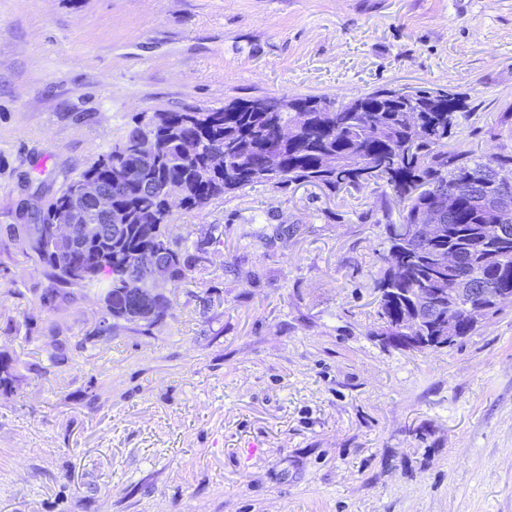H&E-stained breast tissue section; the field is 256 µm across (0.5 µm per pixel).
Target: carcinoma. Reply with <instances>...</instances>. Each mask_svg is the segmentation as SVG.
Instances as JSON below:
<instances>
[{"label": "carcinoma", "mask_w": 512, "mask_h": 512, "mask_svg": "<svg viewBox=\"0 0 512 512\" xmlns=\"http://www.w3.org/2000/svg\"><path fill=\"white\" fill-rule=\"evenodd\" d=\"M264 98L234 100L216 109H182L138 122L78 176L40 215L41 231L32 260L47 288H32L30 304L55 311L76 297L104 299L96 328L79 346L108 339L121 331L153 335L169 315L167 296L129 292L124 280L140 274L156 258L170 268L171 284L194 271L188 248L173 235L172 216L163 188L181 187V206L201 208L210 201L258 184L273 187L312 184L336 195L365 184H382L398 205L399 221L385 223L386 269L375 279L379 293L380 333L387 346L399 341L414 306L406 288H445L438 297L452 325L451 335L467 337L478 325L468 306L478 300L469 288H500L512 293V222L496 234L500 207L495 178L512 180V151L488 158L452 147L460 118L469 112L465 97L444 89L408 91L376 87L347 101L326 96H296L299 112H263ZM327 103L336 111L323 112ZM152 142L157 159L139 166L141 147ZM102 182L112 195V212L94 214L103 238L81 250H58L50 232L55 208L71 202L70 189L82 179ZM455 208L439 206L448 191ZM433 210L442 233L425 239L418 216ZM454 252L458 263L438 267L441 254ZM461 303L452 306L453 289ZM18 363L0 352V392H12Z\"/></svg>", "instance_id": "obj_1"}]
</instances>
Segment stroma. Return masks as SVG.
<instances>
[{
	"mask_svg": "<svg viewBox=\"0 0 512 512\" xmlns=\"http://www.w3.org/2000/svg\"><path fill=\"white\" fill-rule=\"evenodd\" d=\"M382 85L465 94L455 144L511 150L512 0H0V512H512V303L383 348L377 186L175 209L206 268L150 336L81 349L95 299H25L39 207L136 121ZM20 378L18 363L7 352H0V392L11 393L14 383Z\"/></svg>",
	"mask_w": 512,
	"mask_h": 512,
	"instance_id": "obj_1",
	"label": "stroma"
}]
</instances>
